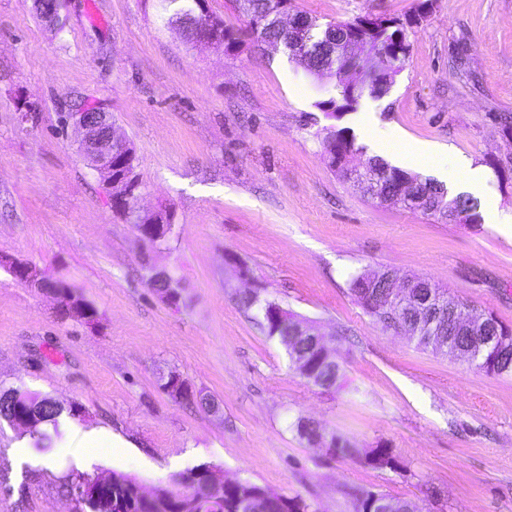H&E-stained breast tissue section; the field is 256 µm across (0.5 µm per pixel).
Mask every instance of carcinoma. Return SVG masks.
I'll use <instances>...</instances> for the list:
<instances>
[{"label":"carcinoma","instance_id":"obj_1","mask_svg":"<svg viewBox=\"0 0 512 512\" xmlns=\"http://www.w3.org/2000/svg\"><path fill=\"white\" fill-rule=\"evenodd\" d=\"M170 7L166 23L182 25L181 32L185 42L194 47L199 25L208 27V32L217 38L224 53L234 55L241 51L246 40L257 45L279 46L286 48L288 33L275 21V10L291 11L301 37L309 48L308 58L299 62L309 74L317 79L336 78V59L351 62L349 42L358 38L375 48L380 46L393 51L394 61L382 76L372 79L367 85L370 94L376 98L386 95L400 72V62L404 61L410 51L408 30L410 19L386 18L375 25L367 23V18L358 17L341 23H319L317 17L300 11H292V0H235L238 11L243 15L246 28L238 30L224 24V19L212 12L200 15L199 5L195 0L182 3L180 0H166ZM59 0H35L34 8L38 16L47 21L57 17ZM364 88L335 86V94L327 99L315 102V107L326 115L337 117L349 112L358 104ZM323 159L336 175L345 176L346 159L352 154L363 152L355 145V140L344 129H331L323 141ZM365 170L376 179L379 190L384 194L379 203L383 204L389 197L396 195L400 187L408 183L412 187L417 201L408 205L410 210L423 209L447 215V220L457 224H479L481 215L479 203L464 195L448 198L444 186L431 179H422L419 175L394 167L382 159L369 157L365 160ZM150 285L164 299H180L179 281L173 277H152ZM40 290L59 294L69 308L81 309L89 316L97 315L96 309L84 299L76 296L60 279L45 277ZM349 290L356 297L358 304L384 329L392 322L401 319L404 322L419 320L416 309H405L396 316L386 307L379 295L380 286L367 281L365 274L353 276ZM240 306L249 311L256 309L262 315L261 326L267 337L277 340L286 350L291 365L296 372L306 370L307 382L324 389H329L340 379V365L323 358L321 353L309 344L307 337L296 333L295 326L299 320L279 302L261 297L257 290H249L239 298ZM485 327L498 337L497 346H483L479 333L467 342L470 352H461L441 343L439 354L450 358H459L468 362L475 369L495 376H512V329L503 325L493 313L485 312ZM76 417L81 416V408L73 405L64 408L51 398L39 393L20 388L0 391V419L8 421L21 418L27 424L25 433L35 441V447L47 439L43 426H58V417L63 411ZM299 436L310 443L323 437L320 425L297 419L294 423ZM333 452L343 454L356 453L363 462L375 469L393 468L395 459L386 448L360 450L352 447L341 437L334 438ZM109 493L112 499L122 503V512H309L308 505L301 497H287L260 486L249 480L233 482L224 479L222 483L211 481V474L196 466L179 474L171 483L154 487L152 499L145 500L139 495L142 482L135 476L118 471L106 472ZM376 499H387L392 504V512H408L409 502L385 494L359 490L353 494L355 512H367Z\"/></svg>","mask_w":512,"mask_h":512}]
</instances>
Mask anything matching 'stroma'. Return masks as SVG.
<instances>
[{"label":"stroma","instance_id":"35a3bbf8","mask_svg":"<svg viewBox=\"0 0 512 512\" xmlns=\"http://www.w3.org/2000/svg\"><path fill=\"white\" fill-rule=\"evenodd\" d=\"M417 3L294 0L323 24L402 17ZM163 7L61 0L50 26L33 0H0V255L45 269L98 311L91 328L63 317L57 296L0 265V390L83 411L55 448L29 449L23 463L20 429L0 419V512H76L79 474L122 471L150 488L202 464L301 497L311 512H354L353 488L417 512H512V377L382 330L349 290L366 270L421 277L512 328V224L378 204L322 157L331 127L406 134L481 166L484 198L511 215L512 180L489 161L512 157L496 120L512 115V0H433L389 92L337 119L315 106L333 81L282 52L191 47L164 25ZM94 101L136 150L142 206L176 212L161 246L113 211L76 151L67 116ZM154 269L180 280L179 306L150 287ZM257 287L315 322L356 394L292 368L257 311L237 303ZM172 373L220 412L169 397ZM300 417L356 447L390 449L395 467L309 444L292 427ZM94 426L123 450L82 461L74 430Z\"/></svg>","mask_w":512,"mask_h":512}]
</instances>
